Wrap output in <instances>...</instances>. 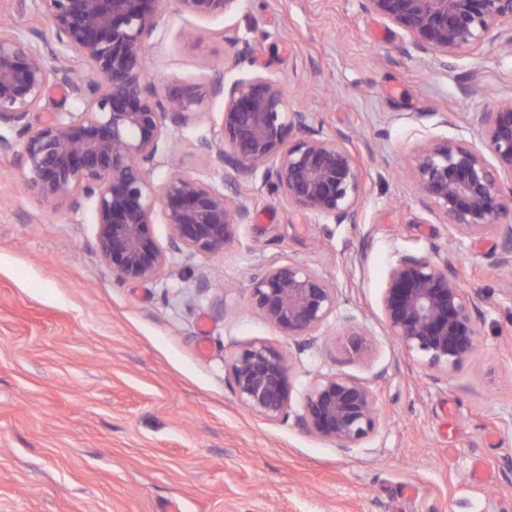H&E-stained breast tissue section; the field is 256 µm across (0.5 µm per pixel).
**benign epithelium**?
<instances>
[{
  "instance_id": "obj_1",
  "label": "benign epithelium",
  "mask_w": 512,
  "mask_h": 512,
  "mask_svg": "<svg viewBox=\"0 0 512 512\" xmlns=\"http://www.w3.org/2000/svg\"><path fill=\"white\" fill-rule=\"evenodd\" d=\"M199 18L228 15L242 0H39L55 45L39 29L24 36L0 25V124L17 129V161L26 188L37 198L78 211L92 205L95 248L120 282L161 276L167 251L222 254L236 229L248 223L247 200L228 196L189 175L171 174L159 187L151 181L159 145L168 127L222 97L219 140L204 142L224 164V184L236 187L262 173L280 202L334 224H357L367 192L360 156L343 133L328 135L301 110L288 111L283 82L257 66L253 49L234 27L224 41L243 44L240 59L250 70L230 82L216 77L209 89L175 87L160 97L149 91L146 39L167 4ZM361 8L398 26L405 50L443 64L481 47L493 36L512 46V0H359ZM76 59L86 67L77 72ZM52 84L66 87L76 103L64 116L30 121ZM493 157L472 140L438 137L413 159L419 191L431 212L462 242L491 228L504 246L491 253L495 269L512 268V97L502 98L468 119ZM172 229L169 249L153 232L155 206ZM251 304L290 339L313 336L337 315L335 284L310 267L270 262L251 277ZM481 297L465 290L453 256L439 249L400 253L388 269L380 298V322L409 355L448 375L477 350ZM350 350L367 349L365 332L353 319ZM230 385L241 406L267 420L289 416L293 376L286 354L262 341L242 346L228 364ZM299 422L336 447L356 448L374 436L381 415L370 387L350 376H315Z\"/></svg>"
}]
</instances>
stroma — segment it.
<instances>
[{
  "mask_svg": "<svg viewBox=\"0 0 512 512\" xmlns=\"http://www.w3.org/2000/svg\"><path fill=\"white\" fill-rule=\"evenodd\" d=\"M228 24L282 80L289 110L352 138L368 176L361 220L319 223L258 175L238 188L251 218L223 255L175 252L161 277L121 283L95 250L91 206L37 200L0 151V512H512V276L490 266L497 232L458 248L464 288L484 298L479 346L459 370L427 368L379 321L397 253L448 248L416 190L415 151L471 137L470 113L512 94V52L489 40L434 65L358 0H242L231 17L204 19L172 2L147 41L150 88L247 71ZM472 72L483 94H466ZM223 108L212 99L168 129L154 184L173 156L223 189L222 163L201 147ZM445 112L454 124L441 125ZM272 259L339 289V318L313 340H289L251 308V277ZM203 274L213 289L198 287ZM347 317L370 335L365 359L342 348ZM253 341L292 361L287 420L245 411L229 384L231 356ZM330 373L375 394L383 423L360 447L297 421L311 380Z\"/></svg>",
  "mask_w": 512,
  "mask_h": 512,
  "instance_id": "obj_1",
  "label": "stroma"
}]
</instances>
